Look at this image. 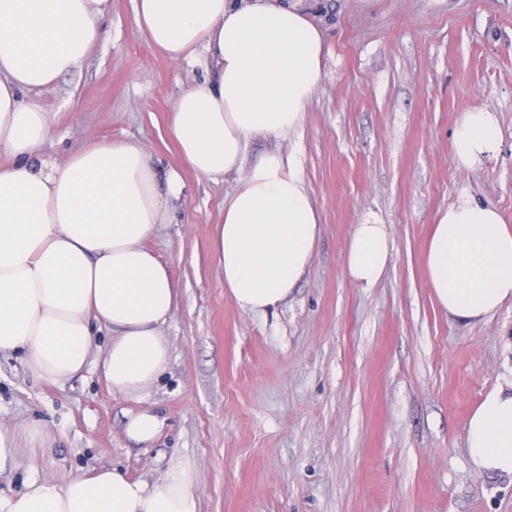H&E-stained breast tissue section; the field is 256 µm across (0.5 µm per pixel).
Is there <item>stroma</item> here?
Returning <instances> with one entry per match:
<instances>
[{
	"instance_id": "1",
	"label": "stroma",
	"mask_w": 512,
	"mask_h": 512,
	"mask_svg": "<svg viewBox=\"0 0 512 512\" xmlns=\"http://www.w3.org/2000/svg\"><path fill=\"white\" fill-rule=\"evenodd\" d=\"M283 2L323 30V79L297 135L254 138L249 152L299 156L323 228L309 270L269 313L238 308L214 253L235 176L186 168L169 131L177 97L210 77L206 54L170 62L137 28L135 0H112L104 42L41 93L54 135L37 158L61 164L87 139H133L158 180L180 170L185 192L147 241L179 300L163 327L169 364L142 403L100 375L108 333L64 383L0 354V430L20 450L1 493L104 465L150 483L188 459L199 512H512V476L474 469L466 429L484 395L512 381V303L459 324L425 269L436 216L461 194L512 226V0ZM471 109L496 112L502 144L462 170L450 139ZM370 219L392 259L363 288L344 273L345 249ZM144 404L167 425L134 448L127 414Z\"/></svg>"
}]
</instances>
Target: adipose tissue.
<instances>
[{
  "instance_id": "adipose-tissue-1",
  "label": "adipose tissue",
  "mask_w": 512,
  "mask_h": 512,
  "mask_svg": "<svg viewBox=\"0 0 512 512\" xmlns=\"http://www.w3.org/2000/svg\"><path fill=\"white\" fill-rule=\"evenodd\" d=\"M110 0H0V352L25 351L32 372L63 383L87 366L97 332L112 340L106 381L142 398L164 372L161 328L178 302L167 267L145 246L185 183L170 171L158 188L134 140L90 141L64 165L33 160L53 135L37 94L54 87L101 41ZM135 23L174 63L206 52L211 82L184 91L169 129L199 175H237L214 241L224 288L243 311L284 303L311 265L322 233L295 154L248 157L257 136L298 133L322 82L324 35L299 7L278 0H136ZM496 113L463 112L451 138L459 167L495 155ZM392 253L384 225H355L344 270L373 287ZM429 285L450 319L476 324L512 302V228L468 195L441 210L426 257ZM473 465L512 475V382L487 393L467 423ZM196 472L172 464L156 481L102 467L60 482L32 477L0 495V512H198Z\"/></svg>"
}]
</instances>
